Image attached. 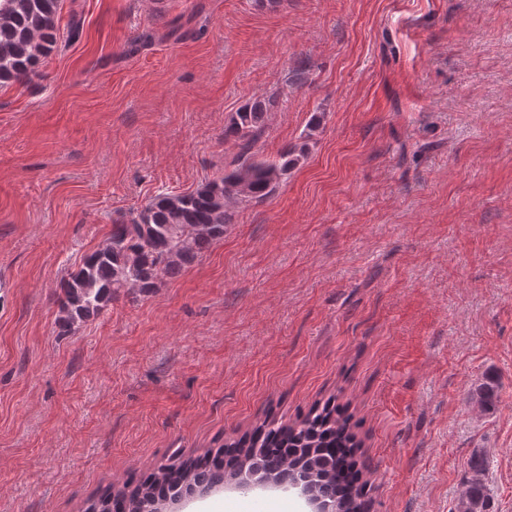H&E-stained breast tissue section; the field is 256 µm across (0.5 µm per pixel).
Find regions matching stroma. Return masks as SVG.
Listing matches in <instances>:
<instances>
[{
	"label": "stroma",
	"instance_id": "obj_1",
	"mask_svg": "<svg viewBox=\"0 0 512 512\" xmlns=\"http://www.w3.org/2000/svg\"><path fill=\"white\" fill-rule=\"evenodd\" d=\"M73 16L33 83L0 88V512H83L328 403L370 512H451L478 449L512 512V0ZM268 97L254 152L306 159L180 276L59 335L61 280L159 192L222 176L229 115Z\"/></svg>",
	"mask_w": 512,
	"mask_h": 512
}]
</instances>
